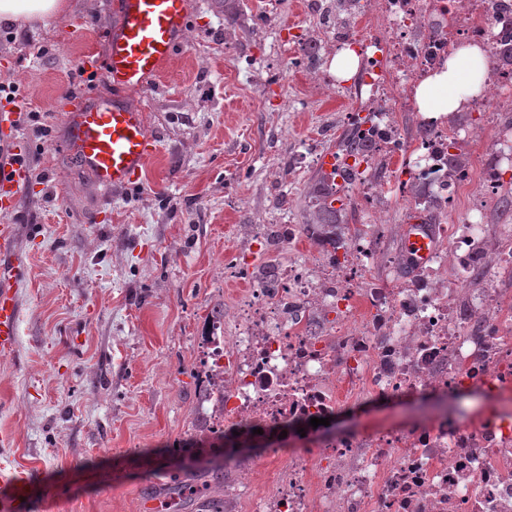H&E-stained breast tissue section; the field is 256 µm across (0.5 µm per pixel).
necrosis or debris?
Wrapping results in <instances>:
<instances>
[{"instance_id":"obj_1","label":"necrosis or debris","mask_w":512,"mask_h":512,"mask_svg":"<svg viewBox=\"0 0 512 512\" xmlns=\"http://www.w3.org/2000/svg\"><path fill=\"white\" fill-rule=\"evenodd\" d=\"M336 48L360 58L350 86L327 80L325 55L305 57L351 112L368 113L358 135L367 157L359 200L375 229L390 196L424 211L461 209L437 224L434 251L404 278L375 240L345 236L309 264L288 263L225 317L207 338L205 434L225 446L224 512H512V246L490 250L484 200L501 186L498 165H448L470 127L425 118L407 137L397 120L413 89L440 70L455 47L482 45L492 64L478 105L512 112V0H358L331 25ZM482 194L462 200L471 183ZM475 390L474 416L445 407L369 432L310 426L361 401ZM260 445L279 462L272 490L251 495Z\"/></svg>"}]
</instances>
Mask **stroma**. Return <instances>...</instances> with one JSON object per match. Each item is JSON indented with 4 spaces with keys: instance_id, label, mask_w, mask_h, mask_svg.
<instances>
[{
    "instance_id": "obj_1",
    "label": "stroma",
    "mask_w": 512,
    "mask_h": 512,
    "mask_svg": "<svg viewBox=\"0 0 512 512\" xmlns=\"http://www.w3.org/2000/svg\"><path fill=\"white\" fill-rule=\"evenodd\" d=\"M188 36L164 74L129 93L160 152L140 185L101 190L63 147L60 98L108 99L80 60L104 57L119 0H69L32 30L0 26V83L36 121L0 124L28 148L31 182L10 223L26 262L18 347L0 354V466L36 493L31 512H196L169 496L187 485L224 494L215 460L177 448L206 426L204 337L251 279L224 260L247 250L256 268L310 259L307 234L269 243L268 224H304L319 167L304 144L336 150L343 100L310 70L289 66L313 27L306 0H240L225 30L213 0H190ZM269 11L273 26L254 17ZM50 135H41L39 125ZM288 202L275 205L279 193Z\"/></svg>"
}]
</instances>
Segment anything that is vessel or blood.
<instances>
[{
	"label": "vessel or blood",
	"instance_id": "1",
	"mask_svg": "<svg viewBox=\"0 0 512 512\" xmlns=\"http://www.w3.org/2000/svg\"><path fill=\"white\" fill-rule=\"evenodd\" d=\"M190 15L189 0H120V21L107 35L104 59L85 56V69L99 71L114 96L109 100L66 98V148L92 173L102 189L138 183L160 149L147 127L142 108L127 101L128 93L147 88L162 76L183 45ZM13 162L0 166V215L18 206L30 181L21 159L22 146H14ZM16 237L15 225L0 224V353L13 351L20 336L23 302L19 293L24 259L6 256ZM414 265L425 264L434 247L427 225H407L404 239ZM31 485L23 475L0 473V512H26Z\"/></svg>",
	"mask_w": 512,
	"mask_h": 512
}]
</instances>
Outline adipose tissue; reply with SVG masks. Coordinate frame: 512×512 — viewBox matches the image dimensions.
<instances>
[{
    "label": "adipose tissue",
    "instance_id": "ef3b65f1",
    "mask_svg": "<svg viewBox=\"0 0 512 512\" xmlns=\"http://www.w3.org/2000/svg\"><path fill=\"white\" fill-rule=\"evenodd\" d=\"M65 0H0V23L36 26L64 13ZM489 68L481 45L456 48L446 66L419 82L413 93L418 111L438 118L468 107L483 91V77Z\"/></svg>",
    "mask_w": 512,
    "mask_h": 512
}]
</instances>
